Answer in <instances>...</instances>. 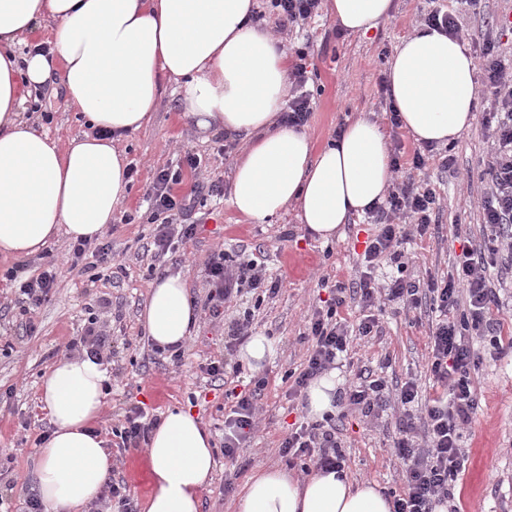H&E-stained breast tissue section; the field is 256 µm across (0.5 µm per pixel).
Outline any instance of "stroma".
<instances>
[{"mask_svg":"<svg viewBox=\"0 0 512 512\" xmlns=\"http://www.w3.org/2000/svg\"><path fill=\"white\" fill-rule=\"evenodd\" d=\"M459 12L469 31L498 33L506 0H394L391 18L372 35L338 32L328 13L312 19L304 29L283 35L289 52L308 53L307 88L312 93V112L305 126L316 145L335 136L341 123L362 115L378 123L388 141H400L405 154L416 143L404 129L392 127L389 100L380 90L387 64L400 39L420 23V16L432 7ZM41 94L49 119L31 113L51 136L60 140L79 135L84 126L69 107L61 83L46 85ZM44 111V112H45ZM138 176L131 183L122 211L130 223H117L112 231V250L122 269L118 274L102 271L90 281L81 268L63 269L62 285L52 300L35 312L32 330H25L8 306L15 297L12 284L4 280L13 267L11 259L0 257V391L12 390L11 399L0 402V492L22 500L33 493L32 469L39 440L51 431L40 401V382L67 353L66 346L82 335L89 315H98L112 336V352L102 358L111 384L97 429L108 440L114 478L123 480L135 503L149 492L142 450H123L112 430L124 410L140 404L148 417L158 418L173 407L192 409L211 432L214 444L224 438V384L210 382L201 371L210 361L224 355V328L247 309H254L258 332L275 340L278 352L262 374L266 386L261 392L259 432L236 464L218 463L213 479L201 492V512H234L236 493L256 466H282L275 451L293 423L308 416L305 400L289 401L285 375L304 367L309 342L307 321L327 293L320 280L350 283L368 237L374 232L366 217H352L340 238L330 243L313 239L299 224L294 209L283 211L269 224H253L238 215L229 197L208 198L205 206L192 212L201 222L195 239L184 246L186 262L166 257V270L183 272L196 300L205 296V265L217 246L262 253L268 274L280 282L274 299L256 303L252 294L228 303L224 318L210 321L199 314V329L183 350L180 364H172L157 353L146 336L140 315L153 277L150 258L141 256L150 232V206L145 191L156 172L176 165L185 153L202 160L199 172L184 170L179 193H190L198 183L230 182L236 151L219 153L217 138L199 131L180 116L172 87L162 91L153 119L121 145ZM490 144L483 124L464 132L455 142V164L443 171L431 160L415 172L416 182H427L440 199L435 236L411 244V277L443 278L454 270L460 252L455 238L457 225H465L474 244H481L485 229L481 223V174ZM381 332L355 341L338 368L343 384L357 381L360 371L384 377L388 383H402L413 375L427 373L428 336L435 316L425 311L408 312L393 303L375 308ZM480 365L475 376L479 407L462 431L461 445L468 462L455 483L449 506L454 512H512V356L501 357L486 342H479ZM400 413L387 410L378 419L350 416L336 436L346 455L345 469L356 480H372L386 491H402L403 466L395 455ZM232 492H225V485Z\"/></svg>","mask_w":512,"mask_h":512,"instance_id":"35a3bbf8","label":"stroma"}]
</instances>
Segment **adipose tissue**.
<instances>
[{
  "label": "adipose tissue",
  "mask_w": 512,
  "mask_h": 512,
  "mask_svg": "<svg viewBox=\"0 0 512 512\" xmlns=\"http://www.w3.org/2000/svg\"><path fill=\"white\" fill-rule=\"evenodd\" d=\"M257 0H0V255L22 258L54 238L97 239L128 196L122 140L156 112L164 84L186 122L241 138L245 148L230 202L264 224L288 206L322 241L382 201L393 178L385 137L358 117L316 146L303 131L276 126L288 102V54L256 23ZM393 0H328L343 30L367 34L390 17ZM52 21L47 50H21L24 36ZM88 130L59 141L24 116L52 78ZM389 96L419 143L447 146L476 121L474 60L455 38L422 26L387 65ZM198 313L182 273L156 277L142 323L161 349L185 348ZM110 377L89 356L61 359L41 381L53 430L37 453L36 488L58 512H83L112 471L93 430ZM213 439L194 413L167 410L144 455L151 491L145 512H201L215 471ZM236 512H393L372 481L316 471L307 479L259 467Z\"/></svg>",
  "instance_id": "ef3b65f1"
}]
</instances>
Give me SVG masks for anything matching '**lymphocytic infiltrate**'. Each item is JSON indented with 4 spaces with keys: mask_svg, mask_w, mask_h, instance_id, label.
<instances>
[{
    "mask_svg": "<svg viewBox=\"0 0 512 512\" xmlns=\"http://www.w3.org/2000/svg\"><path fill=\"white\" fill-rule=\"evenodd\" d=\"M269 2L270 12H256V20L274 14L276 27L288 32L305 26L321 8V0ZM470 38L477 49L475 57L481 73L479 93L493 105L483 119L492 140L489 160L481 174L485 185L482 222L490 232L487 244L464 248L454 275L424 282L407 276L411 258L405 246L410 240L427 235L439 199L433 188L415 184L411 177L402 175L401 164H394L397 180L389 187L384 202L368 213L376 232L365 248L361 269L352 284H334V306L314 309L307 333L311 343L309 355L288 393L292 399L301 397L313 380L335 368L337 360L358 337L376 332L374 316H365L355 326L339 318L338 308L345 304L348 295H357L367 309L388 300L407 309L427 305L439 312L440 319L428 338V370L435 397L420 398V386L414 378L393 390L385 379L368 375L348 386L344 393L346 411L350 414L376 418L393 402L405 408L394 448L405 466L406 479L402 494L394 498V512H437L438 507L447 504L455 482L466 469L468 457L459 446V438L478 407L473 375L479 354L474 347V335L487 337L497 353L512 349V340L506 342L501 338V319L493 315L499 305V294L488 277L491 268L512 264V60L501 56L490 33L481 32ZM296 56L291 72L292 94L280 121L300 128L310 116L312 94L306 88V54L300 50ZM184 163L181 169L160 170L147 190L151 203L150 249L157 258L176 253L180 245L197 233L196 225L181 221L192 208L194 195L176 194L173 187L181 183L184 169H198L201 160L189 154ZM384 259L395 265L398 274L382 283L375 272ZM65 260L87 272L112 269V241L104 238L93 245L81 239L70 243ZM206 275V305L216 318L223 315L225 304L243 289L261 292L269 298L278 292L277 282L268 279L261 260L221 247L212 252ZM5 277L16 285V304L22 317L49 302L60 280L59 267L52 259L40 264L38 274L23 277L14 267ZM264 386V377L256 375L249 388L226 390L225 396L231 401L224 414L221 444L226 461H237L241 449L255 437L259 425L257 397ZM276 452L305 474L314 468L338 471L346 462L336 439V417L330 413L316 421L302 422L282 439Z\"/></svg>",
    "mask_w": 512,
    "mask_h": 512,
    "instance_id": "obj_1",
    "label": "lymphocytic infiltrate"
}]
</instances>
